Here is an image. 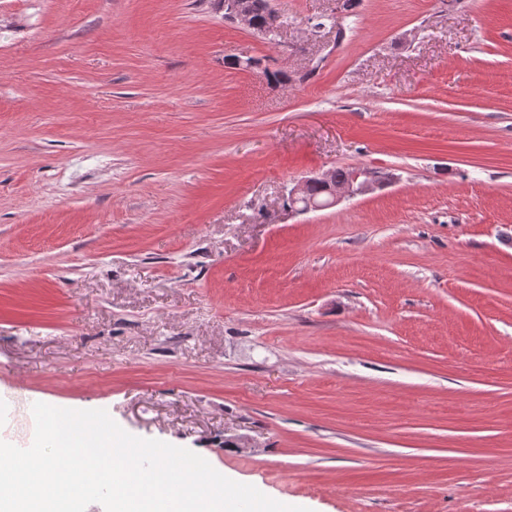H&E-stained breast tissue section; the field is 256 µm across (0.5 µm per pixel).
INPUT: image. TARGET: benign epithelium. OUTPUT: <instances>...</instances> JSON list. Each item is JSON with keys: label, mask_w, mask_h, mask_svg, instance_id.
<instances>
[{"label": "benign epithelium", "mask_w": 512, "mask_h": 512, "mask_svg": "<svg viewBox=\"0 0 512 512\" xmlns=\"http://www.w3.org/2000/svg\"><path fill=\"white\" fill-rule=\"evenodd\" d=\"M221 8L225 14L247 28H253L252 17L257 7L265 11V32H274L279 28V16L270 3L261 5L254 0H222ZM388 180L379 178L367 167L349 168V176L341 183H336L335 170H327L308 177L288 191L290 207L301 212L317 211L336 206L344 199L365 195L383 187Z\"/></svg>", "instance_id": "1"}]
</instances>
